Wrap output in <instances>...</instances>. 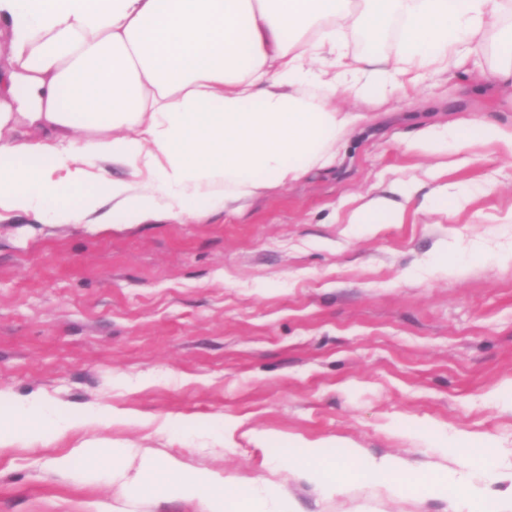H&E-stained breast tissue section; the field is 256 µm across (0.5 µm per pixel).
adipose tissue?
Here are the masks:
<instances>
[{"label": "adipose tissue", "mask_w": 512, "mask_h": 512, "mask_svg": "<svg viewBox=\"0 0 512 512\" xmlns=\"http://www.w3.org/2000/svg\"><path fill=\"white\" fill-rule=\"evenodd\" d=\"M491 30L512 86V0H0V212L71 224L239 212L335 165L367 120L337 91L416 89ZM352 31L369 53L349 52ZM390 31L397 56L373 54ZM295 466L338 493L349 470L388 484L401 469L315 452ZM148 481L205 512H226L234 484L173 460L144 462L129 487Z\"/></svg>", "instance_id": "1"}]
</instances>
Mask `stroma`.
I'll return each mask as SVG.
<instances>
[{
  "label": "stroma",
  "mask_w": 512,
  "mask_h": 512,
  "mask_svg": "<svg viewBox=\"0 0 512 512\" xmlns=\"http://www.w3.org/2000/svg\"><path fill=\"white\" fill-rule=\"evenodd\" d=\"M450 68L440 86L361 101L372 121L312 170L241 212L154 224L0 220V412L97 411L81 427L0 447V512H203L196 499L133 491L112 469L57 459L108 442L276 486L296 512H460L473 482L461 438L490 441L512 473V88L492 66ZM467 120L466 150L415 146L429 125ZM500 131L489 139L482 124ZM404 220L354 230L353 199L392 196ZM460 194L425 208L434 188ZM266 443H258V436ZM400 457L408 475H446L447 494L397 495L357 480L334 495L286 457Z\"/></svg>",
  "instance_id": "stroma-1"
}]
</instances>
